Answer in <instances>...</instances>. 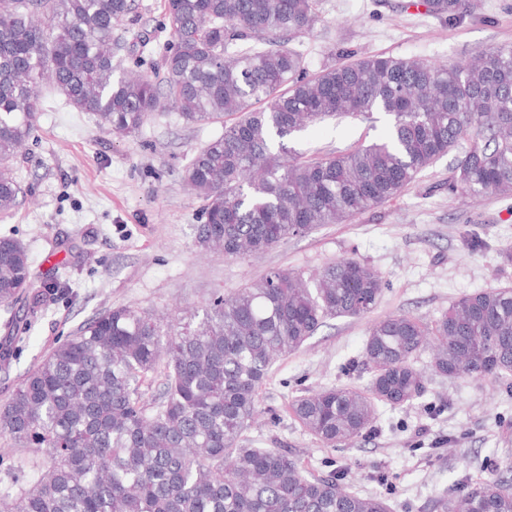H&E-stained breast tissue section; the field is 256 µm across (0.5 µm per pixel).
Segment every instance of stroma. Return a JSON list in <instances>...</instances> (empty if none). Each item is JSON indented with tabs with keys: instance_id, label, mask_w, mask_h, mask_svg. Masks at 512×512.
<instances>
[{
	"instance_id": "stroma-1",
	"label": "stroma",
	"mask_w": 512,
	"mask_h": 512,
	"mask_svg": "<svg viewBox=\"0 0 512 512\" xmlns=\"http://www.w3.org/2000/svg\"><path fill=\"white\" fill-rule=\"evenodd\" d=\"M479 13L456 21L409 7L408 0H319L320 21L299 38L309 73L347 54H383L454 63L475 51L512 46V0H480ZM163 0H137L116 59L155 73L168 39ZM41 112L13 167L24 198L0 236L27 249L37 270L77 264L71 290L31 324L8 329L0 307V342L15 354L0 366V407L22 378L66 336L105 307L133 305L189 320L214 291L233 292L280 269L313 275L354 257L383 277L375 309L335 318L304 345L278 359L260 391L259 413L243 434L248 448H282L307 471L344 470L353 490L383 497L390 512H433L437 497L492 477L512 464V383L487 377L428 376L412 403L379 406L370 431L332 447L295 419L291 402L327 386L366 389L362 352L371 324L397 313L433 320L455 300L490 287L512 288V196L470 198L448 192L453 155L425 168L399 196L344 224L292 237L261 256L227 258L195 245L199 201L182 182L196 152L221 135L220 122H186L177 111L154 113L129 137L105 132L94 115L73 109L50 81L39 88ZM390 119H329L310 125L287 146L306 157L379 139ZM488 243L469 252L464 239ZM40 448L0 437V491L29 487L46 466Z\"/></svg>"
}]
</instances>
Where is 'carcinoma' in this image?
Wrapping results in <instances>:
<instances>
[{
	"instance_id": "cac0c4a2",
	"label": "carcinoma",
	"mask_w": 512,
	"mask_h": 512,
	"mask_svg": "<svg viewBox=\"0 0 512 512\" xmlns=\"http://www.w3.org/2000/svg\"><path fill=\"white\" fill-rule=\"evenodd\" d=\"M427 12L473 15L471 0H423ZM135 0H0V214L20 204L12 165L40 110L44 78L101 128L137 134L151 115L224 121L183 181L200 201L196 245L256 255L397 197L425 168L466 142L448 191L512 195V46L454 64L369 55L309 74L295 41L318 21V0H164L171 40L162 76L117 73L112 40ZM391 117L381 139L322 158L291 156L284 140L331 118ZM382 276L353 258L317 277L275 270L225 294L198 321L172 324L138 307L103 309L30 371L0 407V435L43 448L46 470L0 512H389L315 477L279 448H245L274 359L298 350L328 319L378 304ZM70 288L40 275L25 248L0 237V305L25 320ZM431 350L441 377L512 378V288L466 294L428 323L406 313L374 322L363 350L366 390L331 386L291 412L328 445L366 433L376 405L420 397L414 367ZM161 378L145 399L142 386ZM508 475L477 483L436 512H512Z\"/></svg>"
}]
</instances>
